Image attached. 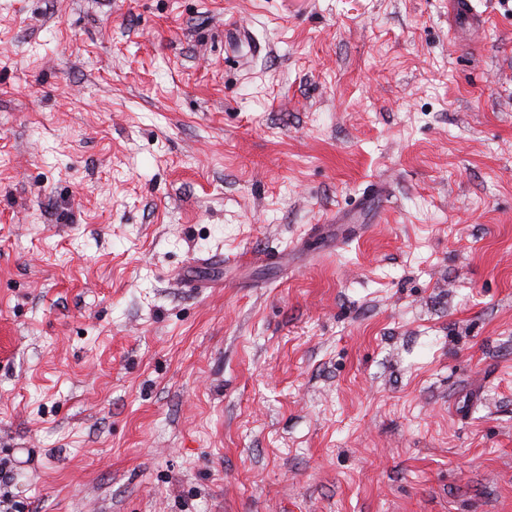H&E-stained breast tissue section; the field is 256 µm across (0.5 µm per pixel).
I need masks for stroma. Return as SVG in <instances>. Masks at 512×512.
Here are the masks:
<instances>
[{
    "instance_id": "1",
    "label": "stroma",
    "mask_w": 512,
    "mask_h": 512,
    "mask_svg": "<svg viewBox=\"0 0 512 512\" xmlns=\"http://www.w3.org/2000/svg\"><path fill=\"white\" fill-rule=\"evenodd\" d=\"M479 9L0 0V512H512ZM472 0H448V25L455 35L461 25H468L470 30L468 42L475 41L483 32L484 17L473 5Z\"/></svg>"
}]
</instances>
